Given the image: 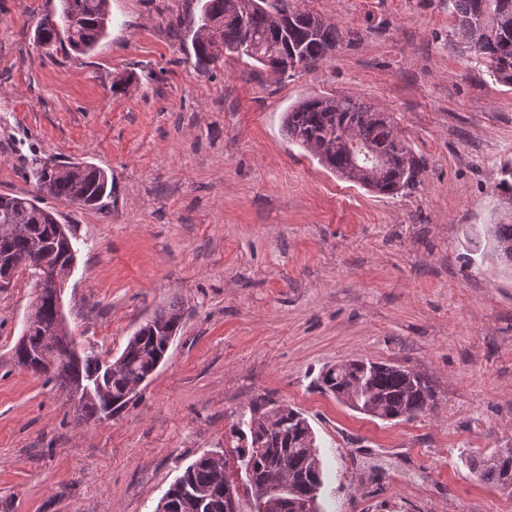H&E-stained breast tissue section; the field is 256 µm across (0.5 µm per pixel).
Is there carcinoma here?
Instances as JSON below:
<instances>
[{
	"label": "carcinoma",
	"instance_id": "carcinoma-1",
	"mask_svg": "<svg viewBox=\"0 0 512 512\" xmlns=\"http://www.w3.org/2000/svg\"><path fill=\"white\" fill-rule=\"evenodd\" d=\"M204 0L198 31L214 29L211 36L198 35L194 53L205 68L219 62L226 53L245 55L275 72L286 75L311 70L333 55L350 32L309 10L296 0ZM462 33L476 60L496 82L512 87V0H448ZM109 0H59V7L45 15L36 28L42 45L56 43L86 54L96 48L110 24ZM288 139L306 150L335 173L381 195H398L420 183L422 165L398 129L393 114L366 105L349 96L312 95L288 109L285 116ZM502 201L489 208L491 241L500 262L512 267V168L504 170ZM36 185L57 200L80 201L97 206L112 194L107 173L82 162L67 163V171L48 170L38 164L31 171ZM59 220L53 211L26 197L0 195V227L6 243L0 255L20 258L36 244L42 255L25 267L34 283H39L56 264L74 259L69 244L58 232ZM28 335L14 346V363L45 377L77 399V420H106L126 405L124 392L131 381L150 373L164 359L170 344L168 332L178 330L182 307L173 303L153 314L129 338L120 361L107 366L89 351L73 354L68 336H49L56 321L49 297L37 296L28 311ZM86 380L104 389V394L83 397L80 384ZM322 385L334 396H343L370 416L383 420H411L435 406L429 382L399 366L360 358L336 365L323 373ZM272 402L259 398L250 406L249 419L229 428V452L243 470L246 481L238 486L228 468L201 455L188 465L168 489L165 512H224L228 488L261 491L265 512H303L305 504L317 503L323 486L321 460L314 454L315 436L302 414L284 408L272 421ZM465 463L470 474L497 486L512 483V454H489L474 450ZM288 473V491L270 484L277 470Z\"/></svg>",
	"mask_w": 512,
	"mask_h": 512
}]
</instances>
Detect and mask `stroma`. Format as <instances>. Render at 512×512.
I'll return each mask as SVG.
<instances>
[{
  "label": "stroma",
  "instance_id": "stroma-1",
  "mask_svg": "<svg viewBox=\"0 0 512 512\" xmlns=\"http://www.w3.org/2000/svg\"><path fill=\"white\" fill-rule=\"evenodd\" d=\"M57 4L0 0V195L75 229L63 303L79 348L115 357L155 311L184 315L138 396L80 423L11 359L27 274L0 291V512H154L264 395L312 427L318 512H512V487L465 464L512 449V270L486 236L512 87L477 62L448 0H299L355 38L290 77L229 53L199 67L200 0H110L86 55L35 42ZM311 94L394 113L423 161L417 188L370 192L289 142L283 114ZM46 158L104 169L111 197L40 194L28 172ZM360 356L425 376L436 408L386 421L319 389Z\"/></svg>",
  "mask_w": 512,
  "mask_h": 512
}]
</instances>
